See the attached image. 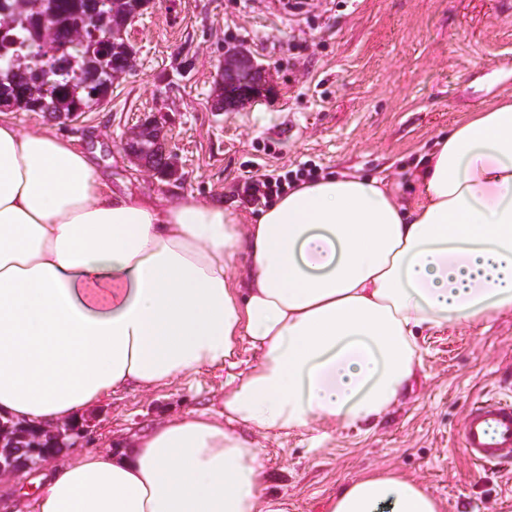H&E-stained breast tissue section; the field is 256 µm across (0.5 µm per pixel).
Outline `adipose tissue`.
Here are the masks:
<instances>
[{"label": "adipose tissue", "mask_w": 512, "mask_h": 512, "mask_svg": "<svg viewBox=\"0 0 512 512\" xmlns=\"http://www.w3.org/2000/svg\"><path fill=\"white\" fill-rule=\"evenodd\" d=\"M413 177L408 199L322 176L245 225L217 198L114 192L95 154L0 113V421L78 423L108 394L225 371L222 413L84 448L32 495L16 475L13 512H286L260 437L372 427L417 377L419 332L512 310V98L470 113ZM325 512L442 505L371 470Z\"/></svg>", "instance_id": "adipose-tissue-1"}]
</instances>
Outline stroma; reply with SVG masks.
Masks as SVG:
<instances>
[{"label":"stroma","instance_id":"obj_1","mask_svg":"<svg viewBox=\"0 0 512 512\" xmlns=\"http://www.w3.org/2000/svg\"><path fill=\"white\" fill-rule=\"evenodd\" d=\"M151 0L129 26L132 69L107 104L56 128L102 148L117 191L242 200L244 176L315 165L412 183L415 161L468 113L512 94V0ZM240 45L269 68L267 98L216 111L224 49ZM156 116L176 155L178 179L144 173L121 147L129 127ZM423 372L377 425H317L265 442L270 492L288 512H324L327 499L364 470L396 469L439 498L444 512H512V467H478L458 431L466 408L498 390L512 365V313L454 322L421 341ZM224 409V372L204 369L145 394L105 397L85 421L101 448L163 413Z\"/></svg>","mask_w":512,"mask_h":512}]
</instances>
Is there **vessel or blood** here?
<instances>
[{
    "instance_id": "b4317fda",
    "label": "vessel or blood",
    "mask_w": 512,
    "mask_h": 512,
    "mask_svg": "<svg viewBox=\"0 0 512 512\" xmlns=\"http://www.w3.org/2000/svg\"><path fill=\"white\" fill-rule=\"evenodd\" d=\"M459 438L464 454L479 466L512 464V396L484 395L464 416Z\"/></svg>"
}]
</instances>
